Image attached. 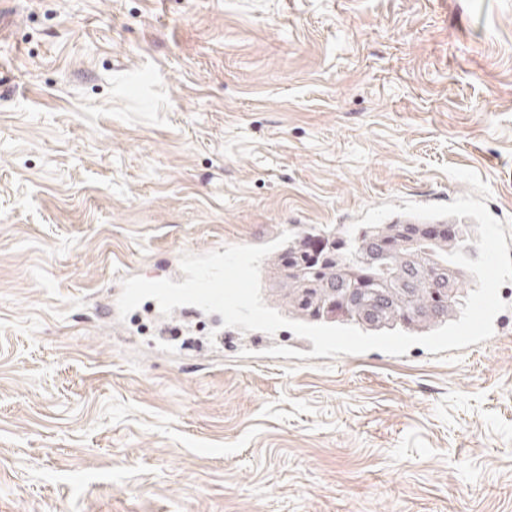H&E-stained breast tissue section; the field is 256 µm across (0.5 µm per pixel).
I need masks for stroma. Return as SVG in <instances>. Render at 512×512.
Masks as SVG:
<instances>
[{"label": "stroma", "instance_id": "stroma-1", "mask_svg": "<svg viewBox=\"0 0 512 512\" xmlns=\"http://www.w3.org/2000/svg\"><path fill=\"white\" fill-rule=\"evenodd\" d=\"M0 512H512L510 325L161 354L96 317L182 254L450 203L512 240V0H0Z\"/></svg>", "mask_w": 512, "mask_h": 512}]
</instances>
